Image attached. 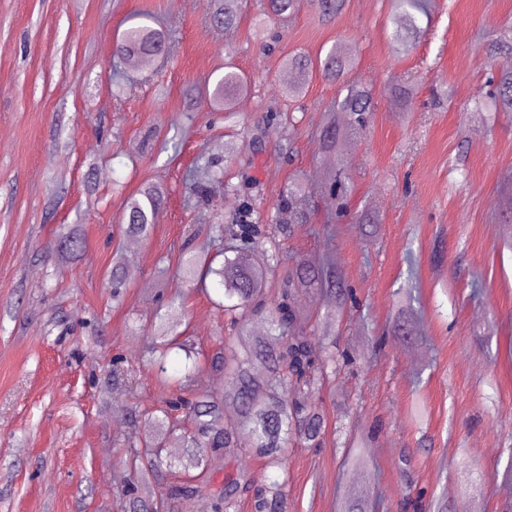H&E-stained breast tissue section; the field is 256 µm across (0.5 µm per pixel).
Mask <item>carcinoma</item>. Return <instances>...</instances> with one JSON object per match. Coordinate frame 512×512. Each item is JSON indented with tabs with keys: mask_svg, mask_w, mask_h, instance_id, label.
<instances>
[{
	"mask_svg": "<svg viewBox=\"0 0 512 512\" xmlns=\"http://www.w3.org/2000/svg\"><path fill=\"white\" fill-rule=\"evenodd\" d=\"M319 18L330 20L340 13L344 0H310ZM210 23L230 31L248 10V0H208ZM301 0H265L264 16L285 20L293 16ZM398 26L391 36L394 49L406 53L421 33L418 16L428 15L429 0H396ZM178 42L172 28H156L153 18L141 15V21L123 31L113 54L115 68L140 59H154L160 47L174 54ZM487 52L497 64L495 93L490 105L477 102L476 110L487 107L494 112H512V33L490 42ZM354 58L343 48L334 46L325 58L313 63L302 55H293L286 66L295 71V82L285 86L282 94L298 96L313 67L322 75L338 79L353 68ZM250 90L247 80L236 71L227 70L207 89L209 100L224 110V118L237 117L234 102ZM372 111L370 91L355 86L346 96L323 111V148L339 150L345 135L339 120L348 117L350 125L364 122ZM197 162L212 170L211 180L224 185V191L236 193L240 184L231 182L224 170L209 157L200 154ZM166 196L156 185L140 188L124 201L122 228L131 236L147 238L157 221ZM280 208L303 219L307 215L305 192L299 182L288 188ZM286 227L276 224L273 215L261 216L244 205L225 218L222 224L210 225L209 247L212 256L189 254L181 259L179 275L188 286L206 287L212 280L221 291L218 306L229 332L224 348L208 360L212 372L223 379L220 387L204 396L192 391L195 376L204 368L191 345L176 341L178 319L169 313L182 307L183 297L168 295L166 310L153 323L151 343L144 350L145 361L158 367V380L164 406L151 414L149 434L134 435L123 444L126 462L134 483L119 491L128 499L130 512H177L186 500L206 492L208 484L200 480L172 488L166 496L148 495L159 473L177 458L171 448L186 449L194 468L206 469L209 458L222 454L228 459L243 452L261 458L266 466L286 469V449L292 444L317 445L325 432L324 417L318 407V391L336 364V339L323 347L312 338L311 313L316 299L325 292L335 294L334 312L343 313L348 293L341 274L332 263L312 266L301 258L281 274L277 237ZM59 257L69 258L81 244L80 230L62 226L57 230ZM266 325V334L255 336V320ZM419 324L417 313L408 298L398 301L393 332L408 334ZM184 352L185 363L179 377L166 376V363L172 350ZM250 436L248 448L239 443L238 434ZM253 496L254 512H286L288 493L284 485L270 482L257 486L255 477L245 473L227 477L224 487L214 495V512H238L242 497Z\"/></svg>",
	"mask_w": 512,
	"mask_h": 512,
	"instance_id": "carcinoma-1",
	"label": "carcinoma"
}]
</instances>
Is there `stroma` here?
I'll return each mask as SVG.
<instances>
[{"instance_id":"1","label":"stroma","mask_w":512,"mask_h":512,"mask_svg":"<svg viewBox=\"0 0 512 512\" xmlns=\"http://www.w3.org/2000/svg\"><path fill=\"white\" fill-rule=\"evenodd\" d=\"M432 5L402 55L391 47L393 0H346L329 23L303 6L271 23L265 45L255 4L227 32L207 24L205 0H0V512H125L112 481L131 476L122 444L144 436V413L160 399L153 370L138 365L161 305L152 276L207 249L210 225L246 197L290 224L284 256L333 257L356 303L336 327L316 319L314 333L335 330L355 363L319 393L321 446L290 448L281 473L252 456L223 458L207 481L220 487L239 470L285 481L288 512H339L349 493L375 512H512V227L496 218L512 178V113L474 108L495 73L482 42L512 23V0ZM140 12L175 27L181 43L172 59L138 66L136 89L118 102L113 45ZM336 44L355 56L343 78L316 71L302 98L281 96L293 78L285 57L316 60ZM228 63L251 85L232 123L204 91ZM406 84L417 90L409 112L393 92ZM351 85L370 88L374 108L338 157L321 146V109ZM271 109L292 118L291 141L272 132L255 142ZM202 153L249 182L238 194L209 186L199 210ZM340 157L348 214L335 219L322 190ZM295 177L310 193L305 224L278 208ZM147 183L165 187L166 203L134 244L119 216ZM64 224L84 238L72 260L52 250ZM117 255L126 274L116 305ZM406 286L423 315L420 339L389 333ZM180 320L203 353L224 338L203 292L188 291ZM118 353L138 366L132 383L112 381ZM362 444L368 463L352 467Z\"/></svg>"}]
</instances>
